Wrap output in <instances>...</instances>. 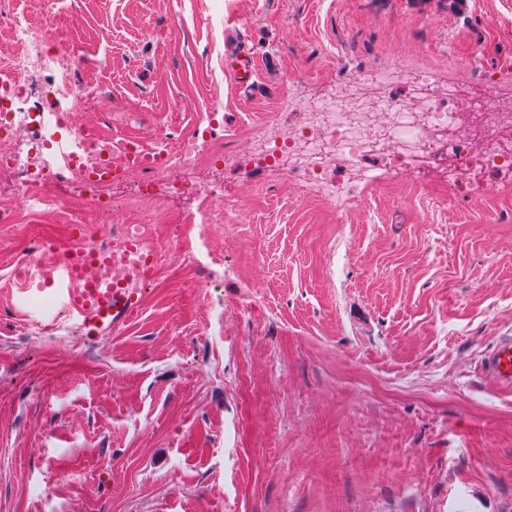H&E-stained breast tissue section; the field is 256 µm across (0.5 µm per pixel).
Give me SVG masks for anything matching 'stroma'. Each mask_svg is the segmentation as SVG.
Wrapping results in <instances>:
<instances>
[{
    "label": "stroma",
    "instance_id": "1",
    "mask_svg": "<svg viewBox=\"0 0 512 512\" xmlns=\"http://www.w3.org/2000/svg\"><path fill=\"white\" fill-rule=\"evenodd\" d=\"M97 95L103 138L176 150L216 113L205 234L171 197L106 187L0 223V512H512V387L484 368L512 336V193L450 196L388 175L336 211L254 171L248 132L288 93L395 57L512 96V0H10ZM248 49L255 93L225 59ZM155 225L142 307L92 342L14 275L39 240L97 245Z\"/></svg>",
    "mask_w": 512,
    "mask_h": 512
}]
</instances>
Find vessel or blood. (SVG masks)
<instances>
[{
	"mask_svg": "<svg viewBox=\"0 0 512 512\" xmlns=\"http://www.w3.org/2000/svg\"><path fill=\"white\" fill-rule=\"evenodd\" d=\"M225 66L236 91L254 88L258 70L250 53L239 52L227 59ZM83 154L84 141L77 135L56 139L55 164L72 168ZM157 156L152 149L135 151L129 143H116L97 172L117 176L127 165H147ZM54 251V259L37 266L31 279L51 289L60 313L91 340L103 339L140 308L144 289L156 274L154 248L122 232L113 234L102 248L72 243L55 245ZM486 367L499 383L512 386L511 336L503 338L489 354Z\"/></svg>",
	"mask_w": 512,
	"mask_h": 512,
	"instance_id": "1",
	"label": "vessel or blood"
}]
</instances>
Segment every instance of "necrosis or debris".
Masks as SVG:
<instances>
[{
  "label": "necrosis or debris",
  "instance_id": "4bbe7bcc",
  "mask_svg": "<svg viewBox=\"0 0 512 512\" xmlns=\"http://www.w3.org/2000/svg\"><path fill=\"white\" fill-rule=\"evenodd\" d=\"M18 45L7 72L19 94L0 98V115L14 124L27 123L35 114L55 111L60 101L90 105L88 89L72 84L65 71L67 47L54 54L43 50L52 34L51 24L32 30L13 19ZM494 81H486L480 93L442 81L426 68L410 69L386 59L357 76L332 84L320 95L295 93L288 101L291 118L286 132L277 136L255 135L250 142L254 168L271 175L287 174L297 183L313 186L325 201L335 204L357 200V191L370 179L366 159L377 160L382 174H412L419 159H452L458 174L477 171L498 174L497 188L512 191V110H503ZM85 139L83 170L51 167L43 154H19L11 140L0 139V196L10 197L16 207H28L34 190L44 184L63 189L70 181L86 180L97 188L98 180L85 178L84 169L100 159L104 140L77 130ZM228 155L218 151L206 132L182 139L176 162L160 161L147 167L151 181H166L172 166L193 168L227 164ZM347 179L337 186L336 168Z\"/></svg>",
  "mask_w": 512,
  "mask_h": 512
}]
</instances>
